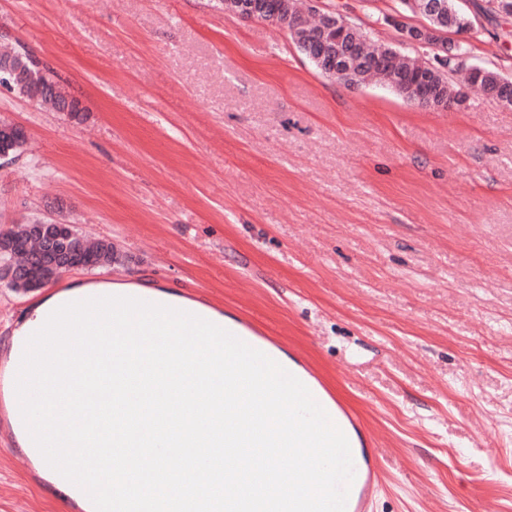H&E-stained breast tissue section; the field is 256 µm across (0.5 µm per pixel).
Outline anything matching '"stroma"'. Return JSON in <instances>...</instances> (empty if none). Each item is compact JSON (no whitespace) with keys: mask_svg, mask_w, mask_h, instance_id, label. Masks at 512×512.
Here are the masks:
<instances>
[{"mask_svg":"<svg viewBox=\"0 0 512 512\" xmlns=\"http://www.w3.org/2000/svg\"><path fill=\"white\" fill-rule=\"evenodd\" d=\"M465 62L512 76V20ZM402 53L400 0H315ZM60 77L71 116L0 86V233L109 238L107 273L255 322L376 444L369 512H512V108H422L317 70L219 0H0V46ZM42 289L0 281V357ZM0 512H79L0 430Z\"/></svg>","mask_w":512,"mask_h":512,"instance_id":"35a3bbf8","label":"stroma"}]
</instances>
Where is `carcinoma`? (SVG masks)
I'll return each mask as SVG.
<instances>
[{
  "label": "carcinoma",
  "instance_id": "obj_1",
  "mask_svg": "<svg viewBox=\"0 0 512 512\" xmlns=\"http://www.w3.org/2000/svg\"><path fill=\"white\" fill-rule=\"evenodd\" d=\"M265 11L261 18L270 21L286 30L296 44L300 53H305V46L316 35L332 53L343 49L346 43L357 44L350 73L338 76L327 69V62H322L318 69L327 77L348 87L361 86L374 82L404 99L426 107L423 97L446 100V109L460 107L469 99L467 89L471 84L478 83L484 90L495 89L505 76L492 64H483L477 75L467 74L465 85L457 86L448 79L447 71L457 67V64L444 58L448 44H442V49L434 54L437 65H429L416 57L403 55L391 48L377 47L371 43L367 34L360 27L352 24L345 36L340 37L334 31L321 27L322 19L310 21L306 18L304 4L300 0H263ZM403 10L422 15L427 20V29L433 34L453 31L465 33L474 30L472 17L460 9L455 0H445L446 8L439 12H430L428 7L432 0H400ZM486 15L493 18H512V0H484L479 6ZM0 65L10 67L13 73L12 88L29 99L40 103L56 106L69 100V95L57 80V74L50 68L31 57V54L19 52L9 47L0 48ZM430 74L426 84L418 82L420 72ZM70 244L74 257L84 262L89 268L99 267L112 262L114 245L108 239L90 240L75 229H70ZM30 237L28 225L18 230H12L0 235V261L13 259L12 254L4 249L7 242H18L16 253L24 257L18 265L23 287L37 288L48 282L60 272V263L51 255L38 250H27L25 246Z\"/></svg>",
  "mask_w": 512,
  "mask_h": 512
}]
</instances>
